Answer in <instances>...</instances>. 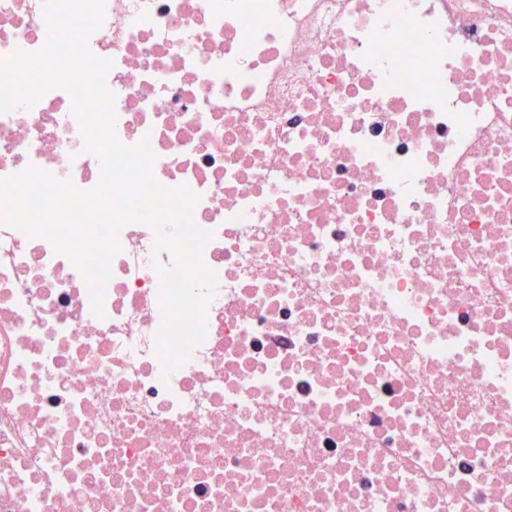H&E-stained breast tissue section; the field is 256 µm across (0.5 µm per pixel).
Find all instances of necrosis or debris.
Listing matches in <instances>:
<instances>
[{
	"label": "necrosis or debris",
	"mask_w": 512,
	"mask_h": 512,
	"mask_svg": "<svg viewBox=\"0 0 512 512\" xmlns=\"http://www.w3.org/2000/svg\"><path fill=\"white\" fill-rule=\"evenodd\" d=\"M46 40L0 0V60ZM89 47L217 292L167 375L156 230L99 318L0 225V512H512V0H106ZM31 166L100 178L65 91L0 114Z\"/></svg>",
	"instance_id": "1"
}]
</instances>
